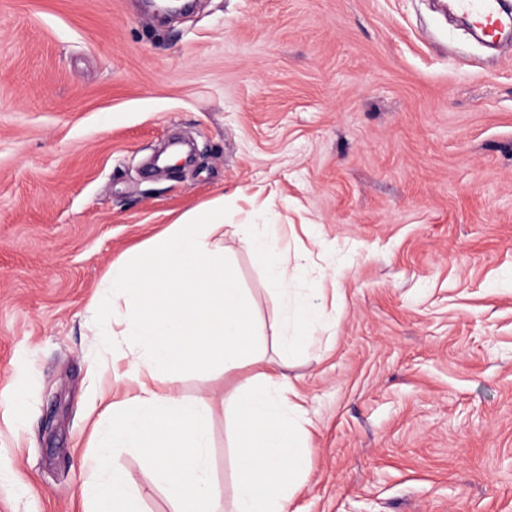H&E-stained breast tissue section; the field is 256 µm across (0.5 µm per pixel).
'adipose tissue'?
I'll return each mask as SVG.
<instances>
[{"instance_id":"adipose-tissue-1","label":"adipose tissue","mask_w":512,"mask_h":512,"mask_svg":"<svg viewBox=\"0 0 512 512\" xmlns=\"http://www.w3.org/2000/svg\"><path fill=\"white\" fill-rule=\"evenodd\" d=\"M223 233V205L187 212L144 248L113 262L110 293L96 298L88 312L101 341L119 326L133 336V366L154 377L189 364L207 366L215 352L228 371L255 365L233 406L237 482L231 512H289L309 470L300 424L304 409L291 400L286 375L264 363L263 330L224 262ZM233 233L264 256L269 285L286 299L280 347L296 352L321 323L320 310L291 297L275 235L257 233L252 224L234 225ZM210 427L208 406L173 388L145 386L128 402L108 405L95 427L96 452L83 461L86 512H144L142 495L123 470L107 466L110 450L119 448L142 460L176 512H215Z\"/></svg>"}]
</instances>
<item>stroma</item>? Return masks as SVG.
<instances>
[{
  "instance_id": "35a3bbf8",
  "label": "stroma",
  "mask_w": 512,
  "mask_h": 512,
  "mask_svg": "<svg viewBox=\"0 0 512 512\" xmlns=\"http://www.w3.org/2000/svg\"><path fill=\"white\" fill-rule=\"evenodd\" d=\"M190 163L153 172L173 136ZM267 224L320 304L282 356L310 421L293 512H512V55L446 0H0V512H85L82 461L147 381L87 308L112 262L188 211ZM264 326L284 305L224 236ZM253 365L185 367L211 413L215 508ZM146 512H173L131 451Z\"/></svg>"
}]
</instances>
